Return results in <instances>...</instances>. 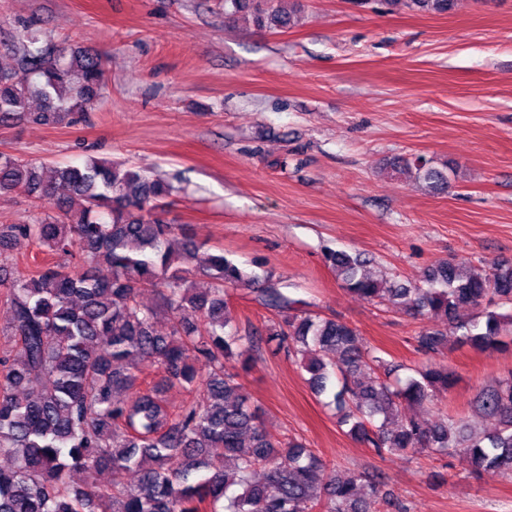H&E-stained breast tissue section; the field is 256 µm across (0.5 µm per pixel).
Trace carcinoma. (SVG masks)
Wrapping results in <instances>:
<instances>
[{
	"label": "carcinoma",
	"instance_id": "cac0c4a2",
	"mask_svg": "<svg viewBox=\"0 0 512 512\" xmlns=\"http://www.w3.org/2000/svg\"><path fill=\"white\" fill-rule=\"evenodd\" d=\"M405 5L445 14L454 0ZM241 13L269 29L291 24L274 0H224V18ZM12 57L13 66L0 67L1 126L73 120L106 86L98 54L58 42L34 23L23 26ZM404 166L435 191L448 189V173L424 156ZM176 181L93 158L47 168L0 153V194L53 199L59 212L0 229V244L31 240L58 257L28 275L0 267L10 341L0 351V455L13 459L0 467V512H369L368 499L382 497L379 478L342 481L305 443L273 442L239 374L225 369L237 359L247 368L261 340L301 357L315 394H332L348 433L378 454L459 449L475 471L512 479V377L479 395V407L499 428L474 436L460 417L426 428L403 416L406 407L454 387L448 369L430 363L393 384L379 374L383 358L364 348L356 329L294 311V301L275 288L262 289L263 304L282 320L266 326L264 339L241 336L224 292L255 277L222 252L199 258L202 245L188 229L161 217ZM61 186L69 194L57 195ZM76 253L86 265L80 272L69 269ZM327 261L362 299L442 317L462 331L459 341L478 350L512 343V312L481 306L490 294L512 305V264L477 272L445 262L408 287L367 271L360 254L334 251ZM147 288L156 292L155 309L138 301ZM467 306L476 313L461 321L458 311ZM159 309L170 315L165 330L157 328ZM446 338L424 329L416 350L432 354ZM331 352L337 357L327 358ZM141 362L156 367L161 384L186 394L178 408L168 409L159 386L140 379ZM197 362L208 367L206 377ZM100 468L112 470L110 492L67 480L72 470ZM127 473L137 482L125 483ZM231 487L241 492L229 496Z\"/></svg>",
	"mask_w": 512,
	"mask_h": 512
}]
</instances>
